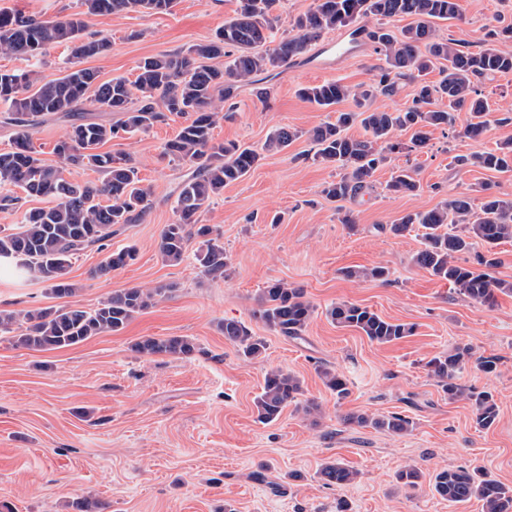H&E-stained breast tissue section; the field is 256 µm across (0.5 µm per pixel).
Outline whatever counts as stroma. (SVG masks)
Masks as SVG:
<instances>
[{
	"label": "stroma",
	"instance_id": "stroma-1",
	"mask_svg": "<svg viewBox=\"0 0 512 512\" xmlns=\"http://www.w3.org/2000/svg\"><path fill=\"white\" fill-rule=\"evenodd\" d=\"M461 17L437 22L440 37L479 50L489 28L512 24V0H458ZM236 0H179L171 13L99 15L88 34L106 38L109 52L86 59L101 80L134 79L139 62L208 40ZM0 9L39 19L78 12L80 0H0ZM69 51L53 45L35 58L0 55V69L37 71L56 77ZM316 56L274 69L269 96L259 101L252 86L236 84L224 103L216 141L261 147L282 126L302 133L288 149L265 154L243 180L225 187L202 214L213 227L230 264L227 278L204 277L192 258L201 245L191 237L189 259L162 262L158 244L164 225L174 223L180 188L189 166L169 160L166 141L177 134L175 117L108 150L128 153L139 168L150 205L141 220L118 229L112 248L134 247L126 267L101 278L89 271L104 258L86 250L74 259L73 298L52 294L47 283L0 270V310L59 308L76 303L96 308L126 288L172 285L168 297L135 316L120 333L102 334L67 348L28 350L0 333V505L10 512H78L79 502L100 512H482L471 500L452 504L432 489L436 472L480 468L512 486V294L487 306L459 294L448 282L412 262L422 247V228L393 234L391 224L407 213L425 212L465 195L479 201L483 187L512 199V172L461 166L457 157L512 140V72L483 78L478 90L487 104V130L464 136L468 111L454 125L431 129L426 147L389 155L372 187L353 200L332 201L325 188L340 179L336 167L314 162L308 130L354 110L347 98L320 109L302 100L306 85L371 84L382 55L362 42L338 69L322 70ZM411 168L422 189L390 192L398 168ZM353 211L348 229L340 218ZM384 266L387 281H354L344 268ZM303 288L315 306L304 336L286 338L257 317L268 282ZM347 301L382 317L413 325L412 336L379 345L358 331L336 327L326 316ZM245 322L266 341L264 354L243 359L218 331V323ZM144 336H189L198 350L188 359L143 356L131 346ZM500 359L493 373L467 363L460 383L494 396L499 415L480 428L470 402L449 399L426 368L432 357L455 346ZM297 376L302 392L273 422L256 419L254 400L266 370ZM337 370L350 393L337 399L323 384L320 368ZM319 408L306 414L307 405ZM393 413L412 427L395 434L353 418ZM340 462L358 470L355 483L325 485L321 468ZM422 477L408 487L397 478L405 466Z\"/></svg>",
	"mask_w": 512,
	"mask_h": 512
}]
</instances>
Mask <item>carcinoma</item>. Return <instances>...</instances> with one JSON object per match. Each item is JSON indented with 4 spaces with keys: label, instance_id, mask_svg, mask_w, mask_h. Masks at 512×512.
Returning <instances> with one entry per match:
<instances>
[{
    "label": "carcinoma",
    "instance_id": "obj_1",
    "mask_svg": "<svg viewBox=\"0 0 512 512\" xmlns=\"http://www.w3.org/2000/svg\"><path fill=\"white\" fill-rule=\"evenodd\" d=\"M176 0H81L84 10L67 17L43 21L20 14L0 11V54L27 57L43 52L51 45L67 44L71 62L54 79L35 78L30 73L0 70V124L17 129L13 147L0 152V187H17L28 197H51L48 208H23L22 198L4 195L0 208L21 212L17 227L0 233V260H14L20 272L49 283L60 297L72 296L76 287L68 278L72 260L88 248L107 252L89 275L100 278L124 268L135 257L132 247L109 250L112 227L133 224L147 208L148 192L140 187L138 168L129 155L112 153L102 147L123 134L144 132L169 116L185 119L177 135L164 144L163 152L171 160L193 168L183 182L177 201V220L164 226L158 245L163 262L178 265L184 261L187 242L192 235L205 238V249L196 255L202 275L212 280L227 275L224 245L213 236V229L198 223L212 200L224 186L242 180L258 164L261 151H283L302 132L287 126L278 128L262 150L236 143L214 141L213 129L224 119V100L232 94L227 79L254 86L263 101L267 89L261 86L263 75L271 69L306 57L310 47L327 30L353 27L352 34H363L374 50L385 57L368 88L355 95L358 110L342 112L336 122L325 123L310 131L316 150L313 160L347 170L340 180L329 184L325 195L336 201L354 199L372 187V178L386 155L412 152L429 140V129L448 126L453 115L448 108H462L475 121L464 129L467 137L480 136L485 128L484 102L479 98L478 82L492 74L512 72V26L491 29L482 48L476 52L456 47L451 39H442L433 27L435 20L459 16L458 0H317L315 6L298 16L292 34L282 38L270 51L262 50L274 18L271 10L276 0H237L233 16L224 20L211 39L188 49L144 58L135 80L114 78L100 81L96 70L81 68L82 60L106 54L111 44L106 39L85 37L87 19L103 14L137 12L167 14ZM374 17L379 23L369 27ZM411 17L414 22L395 35L386 22ZM232 55L229 67L222 71L206 61ZM448 66L441 71L437 84L421 83L410 106L392 112L369 109L366 102L397 91V80L425 75L435 62ZM300 97L327 109L351 95L338 82L303 87ZM106 112H116L119 119L107 124L83 122L78 113L85 102ZM70 120L69 129L54 146L59 159L48 164L39 157L30 131L47 116ZM358 123L365 136L355 138L345 133ZM397 131L411 133L409 143L394 139ZM495 172L512 171V141L471 157L456 159ZM71 167H83L102 175L101 181L73 182L66 177ZM394 193L415 195L421 185L409 169L395 173L388 184ZM109 203L102 204L101 198ZM425 229L424 247L412 257L413 263L430 275L447 281L469 299L491 306L497 294L512 293V284L494 279L489 270L499 263L492 247L512 239V200L483 189L479 209H473L467 197H456L426 212L408 213L390 231L403 235L414 225ZM460 230H451V227ZM489 246L487 253H477L473 260L471 239ZM349 278L383 280L388 270L383 266L360 267L345 272ZM172 290L167 285L155 288H127L112 293L96 308L78 306L60 309H36L21 312L0 311V332H9L19 321L26 323L13 343L33 350L59 349L78 345L92 336L116 334L126 328L139 313L157 304ZM256 316L280 336L296 338L305 332L314 313V305L301 288L275 280L263 288ZM326 316L341 328H352L377 344H389L413 335L414 327L389 321L373 310L350 302H339L326 309ZM224 339L247 359H255L266 350V341L256 336L239 320L218 324ZM143 355H166L181 359L192 357L196 342L188 336H146L132 345ZM486 373L496 371L500 358L473 357L472 348L458 346L453 351L431 358L426 366L442 391L451 400L465 399L475 409L479 427L495 424L498 410L493 395L475 392L458 383L459 374L469 359ZM325 387L342 400L349 393L348 382L339 372L320 370ZM301 393L300 380L281 368H271L264 375L261 392L255 398L257 420L270 423L295 402ZM359 425L371 423L377 428L401 434L411 422L394 413L381 419L358 415ZM325 484L340 487L356 481L358 472L339 463L322 467ZM433 488L452 503L473 498L482 502L483 512H512V489L491 478L480 468L443 469L433 478Z\"/></svg>",
    "mask_w": 512,
    "mask_h": 512
}]
</instances>
